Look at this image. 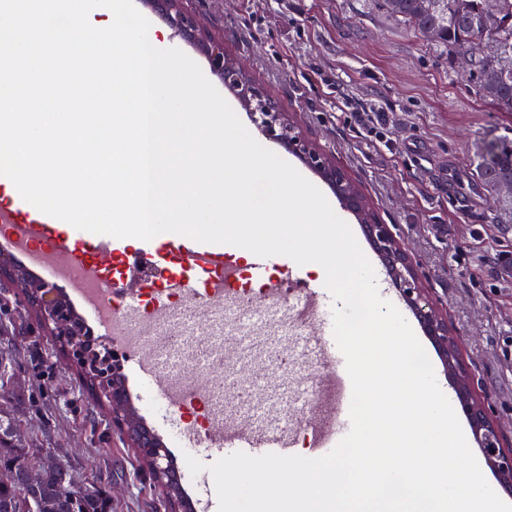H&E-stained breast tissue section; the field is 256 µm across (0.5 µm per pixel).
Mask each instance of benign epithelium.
Wrapping results in <instances>:
<instances>
[{
	"label": "benign epithelium",
	"mask_w": 512,
	"mask_h": 512,
	"mask_svg": "<svg viewBox=\"0 0 512 512\" xmlns=\"http://www.w3.org/2000/svg\"><path fill=\"white\" fill-rule=\"evenodd\" d=\"M178 2L166 0L169 22L203 49L213 72L221 76L225 87L236 92L256 129L297 155L332 188L342 208L361 224L403 301L437 346L448 370V378L455 386L458 405L469 420L473 435L488 464L496 472L501 485L512 491V448L500 446L498 429L487 397H478L472 393L470 375L459 357V336L448 329L447 320L427 299L415 262L406 246L393 234L389 225L378 220L349 175L306 142L284 114L276 110L271 100L251 80L245 63L227 54L224 47L207 42L195 18L183 14ZM452 50L459 64L472 65L474 48L471 44L457 43L452 45ZM6 283L22 289L19 304L41 328L53 336L69 337V356L76 353L82 356L77 365L83 378L97 391L103 410L112 419V425L127 437L131 447L146 461L150 478L166 495L168 512H183L184 493L177 481L168 449L131 415L125 389L99 371L98 361L109 358L110 352L96 346L89 328L77 319L62 289L52 283L34 282L1 264L0 286ZM48 461V455L44 452H33L25 456L17 467L12 465L0 468V484L10 483L18 468L33 472L45 466Z\"/></svg>",
	"instance_id": "1"
}]
</instances>
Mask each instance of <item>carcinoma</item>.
<instances>
[{
    "label": "carcinoma",
    "mask_w": 512,
    "mask_h": 512,
    "mask_svg": "<svg viewBox=\"0 0 512 512\" xmlns=\"http://www.w3.org/2000/svg\"><path fill=\"white\" fill-rule=\"evenodd\" d=\"M435 7L420 4V0H384L389 12L409 24L414 30L425 24H434L448 30V37L440 41L447 47L462 39L473 43L476 55L473 76L482 94L501 108L512 111V73L500 71L495 52L488 48L485 36L493 30L496 42L512 47V0H499L496 19L482 17V0H434ZM477 170L487 185L496 188L508 175L512 176V140L502 139L487 145L478 156ZM11 428L0 423V465L20 461L29 450L12 447ZM66 467L60 463L36 478L17 474L21 485H0V512H23L22 503L31 498L37 504L36 512H106L102 492L83 495L80 487L64 481L61 474Z\"/></svg>",
    "instance_id": "carcinoma-1"
}]
</instances>
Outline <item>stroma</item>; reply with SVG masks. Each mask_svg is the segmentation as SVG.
Masks as SVG:
<instances>
[{
    "label": "stroma",
    "instance_id": "stroma-1",
    "mask_svg": "<svg viewBox=\"0 0 512 512\" xmlns=\"http://www.w3.org/2000/svg\"><path fill=\"white\" fill-rule=\"evenodd\" d=\"M206 35L242 58L313 145L345 169L382 223L412 251L421 282L461 336L476 391H489L512 448V218L485 185L475 153L512 139V112L483 97L472 70L392 17L382 0H180ZM380 116L365 127L361 107ZM381 293L423 345L446 396L440 354L364 233ZM18 448H44L81 482L107 491L110 512H166L164 496L55 337L0 287V420Z\"/></svg>",
    "mask_w": 512,
    "mask_h": 512
}]
</instances>
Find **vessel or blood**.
Wrapping results in <instances>:
<instances>
[{
	"label": "vessel or blood",
	"instance_id": "b4317fda",
	"mask_svg": "<svg viewBox=\"0 0 512 512\" xmlns=\"http://www.w3.org/2000/svg\"><path fill=\"white\" fill-rule=\"evenodd\" d=\"M0 250L32 279L58 284L73 306L88 312L113 351L179 422L187 447H205L214 454L289 455L293 448L277 425L202 432L185 424L183 401L169 387L172 359L181 357L188 336L195 342L199 363L215 358L217 343L224 338V315L237 308L240 289H257L264 309L272 314L285 307L287 297H294L295 317L305 324L320 356L315 370H329L343 394L331 426L313 427L311 457L327 454L348 433L352 387L344 357L325 329L328 295L321 285L304 280L290 258H261L248 252L239 260L232 257L229 245L178 234L159 235L130 247L122 239L79 230L42 213L3 176ZM128 326L141 337L167 333L171 342L164 349L131 346L124 333Z\"/></svg>",
	"mask_w": 512,
	"mask_h": 512
}]
</instances>
